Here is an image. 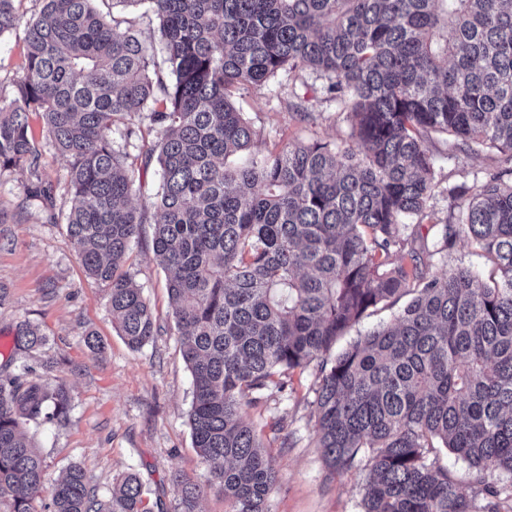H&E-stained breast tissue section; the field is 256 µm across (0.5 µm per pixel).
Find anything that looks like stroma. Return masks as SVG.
Here are the masks:
<instances>
[{
  "instance_id": "1",
  "label": "stroma",
  "mask_w": 512,
  "mask_h": 512,
  "mask_svg": "<svg viewBox=\"0 0 512 512\" xmlns=\"http://www.w3.org/2000/svg\"><path fill=\"white\" fill-rule=\"evenodd\" d=\"M308 95L313 114L308 123L281 106L267 86L240 89L234 101L262 130L267 145L295 137L345 139V113L326 101L321 87ZM427 147L435 157L430 206L442 218L448 213V186L479 183L492 159L484 153L451 156L439 135ZM26 184L22 171L0 173V339L6 343L0 365L10 360L17 325H38L48 342L27 363L34 375L63 384L71 397L65 423L29 426L46 463L45 490L35 510L51 512L50 491L72 465L82 467L102 500L123 474L138 472L147 508L161 503L169 510L177 499L173 476L180 472L202 483L208 469L192 446V377L179 352L166 273L153 254V226L142 225L126 269L143 288L162 332L135 351L113 327L106 289L86 276L65 224L45 221L38 201L27 199ZM91 331L102 339L103 353L85 345ZM311 384L310 375H293L286 392L271 393L246 415L278 471L270 512H363V472L329 475L311 441L315 417L306 402Z\"/></svg>"
}]
</instances>
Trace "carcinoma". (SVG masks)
Instances as JSON below:
<instances>
[{
	"mask_svg": "<svg viewBox=\"0 0 512 512\" xmlns=\"http://www.w3.org/2000/svg\"><path fill=\"white\" fill-rule=\"evenodd\" d=\"M0 0V36L23 32L25 63L0 94V170L29 175L27 195L56 223L29 124L68 162L67 232L86 275L108 289L112 323L138 350L161 326L120 271L148 209L131 204L154 166L153 252L167 283L192 380L200 484L178 474L174 512L214 490L225 512H270L278 472L246 421L271 386L312 378V440L331 473L366 470L364 512H512V0H113L156 25L162 62L137 18L94 0H41L22 20ZM322 81L346 113L348 139H294L256 150L260 134L235 90L282 76ZM134 117L137 127L126 123ZM156 132L129 151L136 128ZM431 133L449 150L493 153L475 187L448 188V217L429 210ZM431 221L429 250L407 234ZM501 273H433L457 240ZM407 301L339 352L364 318ZM47 343L17 327L20 373L0 379V498L33 512L44 459L31 423L67 420L66 388L28 378ZM471 469L467 496L430 455ZM128 473L100 500L71 467L52 512H150Z\"/></svg>",
	"mask_w": 512,
	"mask_h": 512,
	"instance_id": "cac0c4a2",
	"label": "carcinoma"
}]
</instances>
